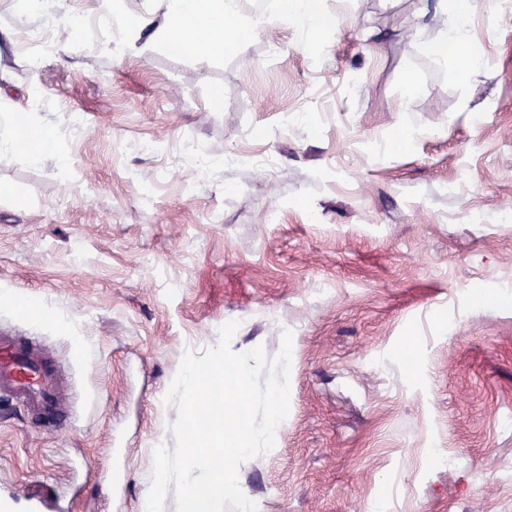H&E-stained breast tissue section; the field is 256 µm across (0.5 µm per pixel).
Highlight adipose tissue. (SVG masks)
Returning a JSON list of instances; mask_svg holds the SVG:
<instances>
[{
	"label": "adipose tissue",
	"instance_id": "obj_1",
	"mask_svg": "<svg viewBox=\"0 0 512 512\" xmlns=\"http://www.w3.org/2000/svg\"><path fill=\"white\" fill-rule=\"evenodd\" d=\"M164 23L160 25L174 51L210 54L223 51L230 36L255 28L252 16L243 14L240 0H159ZM479 0H439L446 23L439 36L428 44L429 55L439 65L454 63L467 83L485 74L482 58L469 51V18ZM320 0H282L276 18L305 28L317 39L323 24Z\"/></svg>",
	"mask_w": 512,
	"mask_h": 512
}]
</instances>
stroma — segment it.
Wrapping results in <instances>:
<instances>
[{
  "label": "stroma",
  "mask_w": 512,
  "mask_h": 512,
  "mask_svg": "<svg viewBox=\"0 0 512 512\" xmlns=\"http://www.w3.org/2000/svg\"><path fill=\"white\" fill-rule=\"evenodd\" d=\"M436 2L137 55L100 0H0V93L56 133L0 154V332L54 352L67 414L0 400V498L142 512L181 359L236 320L237 352L292 332L288 415L238 472L258 512H512V9L471 16L463 83L421 48ZM26 57L32 64H39L56 50L55 40L51 33L38 32L27 39Z\"/></svg>",
  "instance_id": "stroma-1"
}]
</instances>
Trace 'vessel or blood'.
Segmentation results:
<instances>
[{
  "label": "vessel or blood",
  "instance_id": "vessel-or-blood-1",
  "mask_svg": "<svg viewBox=\"0 0 512 512\" xmlns=\"http://www.w3.org/2000/svg\"><path fill=\"white\" fill-rule=\"evenodd\" d=\"M19 402L36 416L63 403L58 366L51 352L34 341L0 334V399Z\"/></svg>",
  "mask_w": 512,
  "mask_h": 512
}]
</instances>
